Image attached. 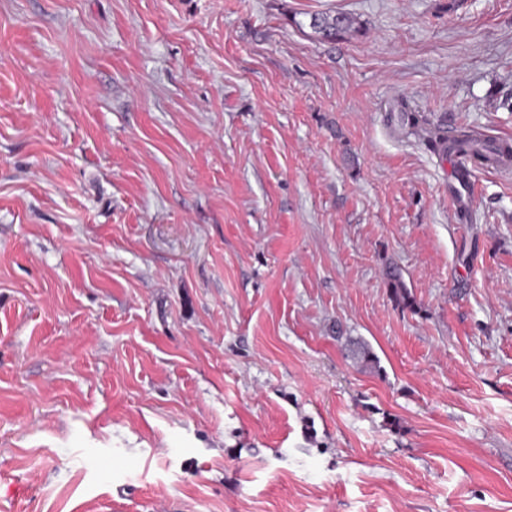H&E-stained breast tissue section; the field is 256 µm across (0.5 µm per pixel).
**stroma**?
I'll return each instance as SVG.
<instances>
[{
	"instance_id": "obj_1",
	"label": "stroma",
	"mask_w": 512,
	"mask_h": 512,
	"mask_svg": "<svg viewBox=\"0 0 512 512\" xmlns=\"http://www.w3.org/2000/svg\"><path fill=\"white\" fill-rule=\"evenodd\" d=\"M403 101L512 141V0H0V512H512V169ZM354 20L345 13L333 15L316 14L311 18L310 26L328 40H335L353 29ZM404 112L411 121V134L426 139L444 154L471 157L474 162L484 166L500 163L512 157V144L509 141L483 139L466 128L448 138L441 135L436 128L429 127L428 123L419 121L416 115H408L406 110ZM384 278L396 301L406 306L412 304L410 293L397 267L387 265L384 269Z\"/></svg>"
}]
</instances>
